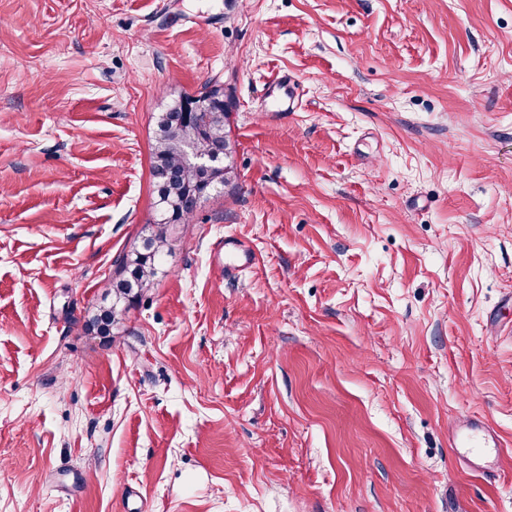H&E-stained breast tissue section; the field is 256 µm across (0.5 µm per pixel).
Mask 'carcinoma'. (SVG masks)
<instances>
[{
  "instance_id": "obj_1",
  "label": "carcinoma",
  "mask_w": 512,
  "mask_h": 512,
  "mask_svg": "<svg viewBox=\"0 0 512 512\" xmlns=\"http://www.w3.org/2000/svg\"><path fill=\"white\" fill-rule=\"evenodd\" d=\"M228 118L229 112L217 103L197 108L189 93L172 99L157 115L150 165L155 219L148 224L141 245L114 272L112 303L92 318L100 335H110L130 304L150 287L164 255L176 246L172 226L190 223L201 200L224 193L232 183ZM191 151L210 156L214 170L209 176H201L187 164Z\"/></svg>"
}]
</instances>
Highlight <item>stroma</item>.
<instances>
[{
	"instance_id": "1",
	"label": "stroma",
	"mask_w": 512,
	"mask_h": 512,
	"mask_svg": "<svg viewBox=\"0 0 512 512\" xmlns=\"http://www.w3.org/2000/svg\"><path fill=\"white\" fill-rule=\"evenodd\" d=\"M211 79L234 182L100 336ZM0 512H512V0H0ZM452 439L457 447L468 448L471 455V459L468 460V465L477 472L484 471V469L494 464V460L485 456L484 449L488 448L487 441L491 440L493 447L497 448L495 459V466L497 467L498 458L502 453V445L499 443L497 436L479 420L469 419L462 427L454 429L452 431ZM480 440H483L484 443H480Z\"/></svg>"
}]
</instances>
